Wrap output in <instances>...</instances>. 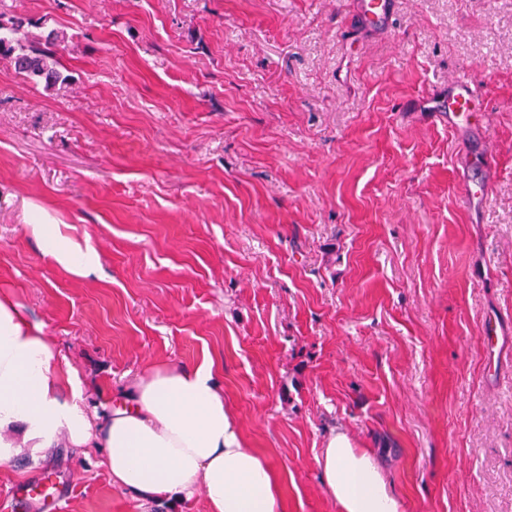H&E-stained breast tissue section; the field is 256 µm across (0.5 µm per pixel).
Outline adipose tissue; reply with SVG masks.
<instances>
[{"label": "adipose tissue", "instance_id": "obj_1", "mask_svg": "<svg viewBox=\"0 0 512 512\" xmlns=\"http://www.w3.org/2000/svg\"><path fill=\"white\" fill-rule=\"evenodd\" d=\"M30 231L42 253L72 273L98 267L97 249L44 213L34 214ZM72 382L48 337L1 299L0 464L24 453L39 460L62 436L76 448L105 449L113 483L138 498L182 500L199 489L209 512H278L273 472L245 447L210 361L151 368L112 395L94 420L62 399ZM318 466L341 512H400L378 461L346 434L329 436Z\"/></svg>", "mask_w": 512, "mask_h": 512}]
</instances>
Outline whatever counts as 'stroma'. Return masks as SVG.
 Segmentation results:
<instances>
[{
  "instance_id": "obj_1",
  "label": "stroma",
  "mask_w": 512,
  "mask_h": 512,
  "mask_svg": "<svg viewBox=\"0 0 512 512\" xmlns=\"http://www.w3.org/2000/svg\"><path fill=\"white\" fill-rule=\"evenodd\" d=\"M0 0L62 37L52 89L0 57V296L77 375L86 415L157 364L210 358L279 512H341L317 458L371 449L401 512H512V0ZM485 107L491 192L434 110ZM96 247L43 255L34 210ZM52 475L27 512H207L113 485L102 449L0 464ZM394 15V0H356L353 20L370 31L386 29ZM447 97L444 112H448V125L459 128L476 127L468 123L473 107L478 102V95L471 81L465 76L448 81Z\"/></svg>"
}]
</instances>
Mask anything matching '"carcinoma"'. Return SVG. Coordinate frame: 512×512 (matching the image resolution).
Here are the masks:
<instances>
[{
	"label": "carcinoma",
	"mask_w": 512,
	"mask_h": 512,
	"mask_svg": "<svg viewBox=\"0 0 512 512\" xmlns=\"http://www.w3.org/2000/svg\"><path fill=\"white\" fill-rule=\"evenodd\" d=\"M24 21L18 19L7 27L0 22V56L12 59L15 70L36 85L51 89L67 77L58 69L57 53L61 46L58 34L51 31L44 38L25 41L19 37Z\"/></svg>",
	"instance_id": "1"
}]
</instances>
